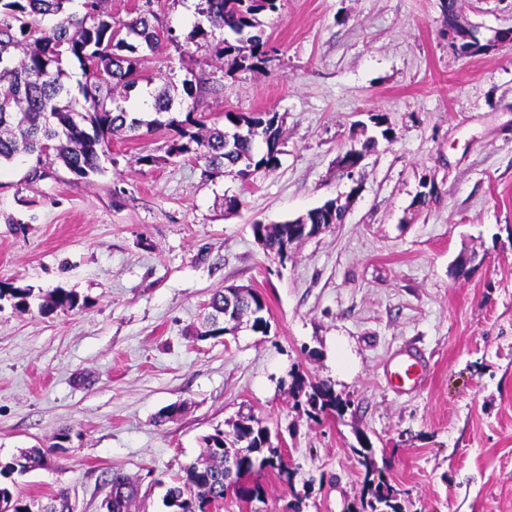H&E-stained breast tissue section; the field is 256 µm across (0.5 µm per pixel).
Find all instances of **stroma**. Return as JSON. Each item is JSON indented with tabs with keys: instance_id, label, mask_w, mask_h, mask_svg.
Here are the masks:
<instances>
[{
	"instance_id": "35a3bbf8",
	"label": "stroma",
	"mask_w": 512,
	"mask_h": 512,
	"mask_svg": "<svg viewBox=\"0 0 512 512\" xmlns=\"http://www.w3.org/2000/svg\"><path fill=\"white\" fill-rule=\"evenodd\" d=\"M199 7L107 0L113 23L148 8L175 36L144 62L150 81L130 107L165 90L206 122L277 113L279 163L212 175L167 159L162 127L114 137L89 181L57 163L38 180L30 160L0 167V281L81 299L50 315L0 300V463L33 446L52 458L11 483L102 512L119 471L138 485L132 512H168L203 437L252 415L295 475H262L263 500L231 493L218 512H289L298 493L301 512H358L362 436L406 512H512V43L493 39L512 28V0H467L461 23L483 46L468 57L451 43L445 0H281L261 18L274 58L260 70L217 59L225 33L195 35ZM370 137L350 180L337 158ZM334 198L343 223L286 258L255 240L254 222ZM229 285L263 294L267 333L196 336ZM409 344L430 375L397 393L385 367ZM297 370L331 383L343 416L294 407Z\"/></svg>"
}]
</instances>
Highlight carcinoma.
Returning <instances> with one entry per match:
<instances>
[{
  "mask_svg": "<svg viewBox=\"0 0 512 512\" xmlns=\"http://www.w3.org/2000/svg\"><path fill=\"white\" fill-rule=\"evenodd\" d=\"M280 0H202L200 14L208 27L197 24L196 32L229 30L232 41L224 40L218 58H232L238 65L259 69L270 61L271 49L259 30L258 16L274 13ZM151 11L116 29L106 14L103 0H0V165L18 158L35 159L29 173L41 176L40 165L50 157L58 160L78 179L86 181L104 173L112 134L165 127L173 132L167 157L193 155L206 162L208 171L219 173L237 169L246 178L262 169L275 167L280 154V127L275 112L257 116L224 113V126L208 127L189 111L180 119L172 112V100L165 93L153 97L155 117L143 119L129 110L128 102L139 85L144 52H155L162 41L152 23ZM78 61L84 81L78 83L82 99H77L67 83L64 63ZM265 150L255 151L256 142ZM344 210L328 216L317 206L305 213L304 223L252 225L253 234L265 240L267 253L281 259L290 246L315 234L326 224H341ZM32 289L9 282L0 283V300L7 298L19 311L30 310ZM209 328L203 336H222L230 325L243 322L265 333L269 322L267 305L258 293L214 292L208 303ZM79 307L72 290L57 288L39 306L42 314ZM290 394L297 406L312 419L341 416L347 401L326 383H314L301 373L292 375ZM356 449L365 468L361 506L370 512H405L401 491L395 488L373 460V451L364 437ZM236 459L235 471L225 466L227 455ZM47 465L39 448L21 452L12 461L0 464V475L20 474ZM271 472L291 481L292 471L278 447L273 445L264 421L246 417L233 425V432L217 429L204 438L200 457L183 469L177 484L167 491L165 506L171 512H210L224 503L231 484L257 472ZM107 512H131L138 486L127 475L110 476ZM0 512H70L69 497L60 492L46 504L36 497L24 498L8 484L0 483Z\"/></svg>",
  "mask_w": 512,
  "mask_h": 512,
  "instance_id": "carcinoma-1",
  "label": "carcinoma"
}]
</instances>
